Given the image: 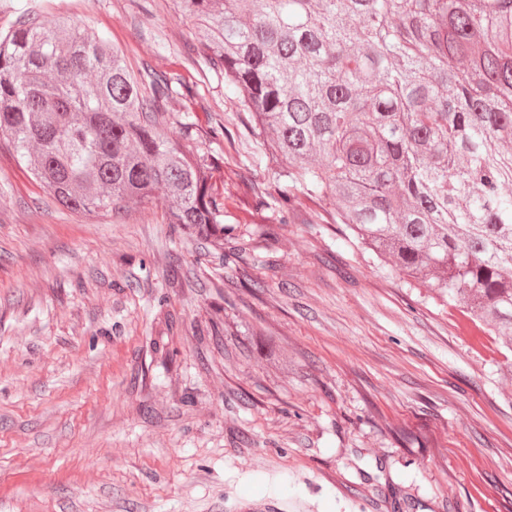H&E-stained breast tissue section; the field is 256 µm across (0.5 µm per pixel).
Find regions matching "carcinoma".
I'll use <instances>...</instances> for the list:
<instances>
[{"mask_svg":"<svg viewBox=\"0 0 512 512\" xmlns=\"http://www.w3.org/2000/svg\"><path fill=\"white\" fill-rule=\"evenodd\" d=\"M284 188L335 206L403 278L512 353V0H180ZM174 78L21 5L0 145L59 205L224 231L211 162L171 138Z\"/></svg>","mask_w":512,"mask_h":512,"instance_id":"1","label":"carcinoma"}]
</instances>
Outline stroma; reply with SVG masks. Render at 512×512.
Returning a JSON list of instances; mask_svg holds the SVG:
<instances>
[{"instance_id": "stroma-1", "label": "stroma", "mask_w": 512, "mask_h": 512, "mask_svg": "<svg viewBox=\"0 0 512 512\" xmlns=\"http://www.w3.org/2000/svg\"><path fill=\"white\" fill-rule=\"evenodd\" d=\"M177 76L216 241L58 205L0 149V512H512V355L295 198L176 0H34Z\"/></svg>"}]
</instances>
